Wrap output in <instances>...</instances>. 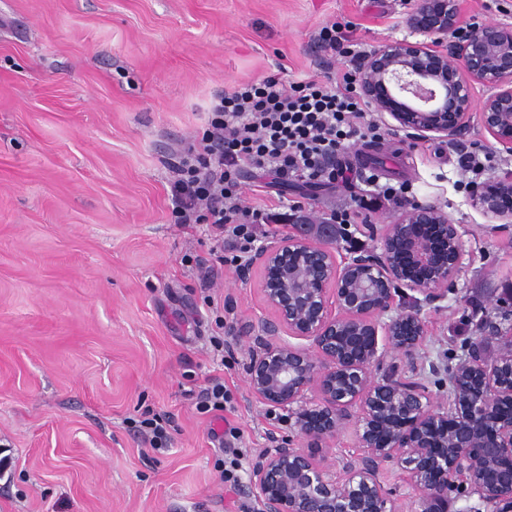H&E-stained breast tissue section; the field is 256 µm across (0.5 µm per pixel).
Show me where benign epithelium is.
Here are the masks:
<instances>
[{
	"instance_id": "1",
	"label": "benign epithelium",
	"mask_w": 512,
	"mask_h": 512,
	"mask_svg": "<svg viewBox=\"0 0 512 512\" xmlns=\"http://www.w3.org/2000/svg\"><path fill=\"white\" fill-rule=\"evenodd\" d=\"M459 0H418L408 18L422 39L387 41L362 62L358 90L392 127L417 138L454 144L476 112L482 127L512 154V24H462ZM486 94L477 101L473 86ZM473 203L492 221L512 223V173L476 186ZM293 232L262 245L240 269L262 276L272 316L252 324L248 344L250 397L295 418L309 448L267 436L250 473L262 512H400L381 480L383 465L400 464L424 512H447L448 485L479 497L485 512H512V336L498 358L485 359L473 340L452 371L449 401L419 381L426 336L421 307L445 298L464 264L459 225L439 207L415 203L386 225L382 252L337 258L336 225L309 214ZM407 289L409 304H396ZM306 341L296 345L290 339ZM402 377L378 381L388 355ZM364 453L337 461L333 472L314 449L348 423Z\"/></svg>"
}]
</instances>
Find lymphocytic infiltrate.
<instances>
[{"label":"lymphocytic infiltrate","mask_w":512,"mask_h":512,"mask_svg":"<svg viewBox=\"0 0 512 512\" xmlns=\"http://www.w3.org/2000/svg\"><path fill=\"white\" fill-rule=\"evenodd\" d=\"M357 66L291 84L268 76L217 96L200 137L181 147L172 165L171 196L178 223L210 227L219 263H235L261 235L266 214L244 204L238 175L250 169L285 184L338 180L334 160L350 145L378 138L380 125L356 93ZM370 198L332 212L338 224L359 223L368 205L402 206L406 186L367 178Z\"/></svg>","instance_id":"f902f5d3"}]
</instances>
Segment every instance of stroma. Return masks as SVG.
Returning a JSON list of instances; mask_svg holds the SVG:
<instances>
[{
  "label": "stroma",
  "instance_id": "1",
  "mask_svg": "<svg viewBox=\"0 0 512 512\" xmlns=\"http://www.w3.org/2000/svg\"><path fill=\"white\" fill-rule=\"evenodd\" d=\"M418 0H0V512H239L259 507L250 471L267 434L302 444L287 412L252 401L249 326L267 314L261 275L235 266L202 281L215 245L203 224L175 223L170 163L201 134L215 94L275 76L344 69L318 39L346 25L355 51L409 37ZM381 136L336 158L332 187L278 189L242 172L246 205L342 207L366 177L409 188L459 224L466 259L444 300L424 307L422 384L448 373L487 322L512 336V223L472 203L460 155H493L478 119L459 144L418 139L379 116ZM217 379L235 410L200 412ZM170 416L167 450L136 428ZM234 426L239 484L218 478L212 432Z\"/></svg>",
  "mask_w": 512,
  "mask_h": 512
}]
</instances>
